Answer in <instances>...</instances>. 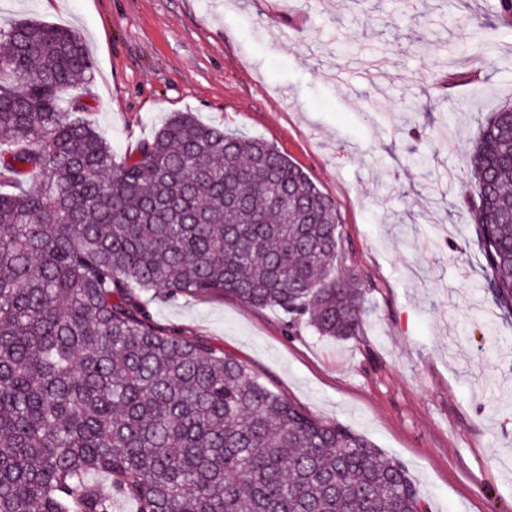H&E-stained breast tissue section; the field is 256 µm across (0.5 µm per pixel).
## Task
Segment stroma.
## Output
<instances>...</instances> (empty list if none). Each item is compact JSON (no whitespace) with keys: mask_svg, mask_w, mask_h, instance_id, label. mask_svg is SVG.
<instances>
[{"mask_svg":"<svg viewBox=\"0 0 512 512\" xmlns=\"http://www.w3.org/2000/svg\"><path fill=\"white\" fill-rule=\"evenodd\" d=\"M493 2L428 0L423 17L403 0H0L1 26L81 35L93 68L58 96L116 157L191 112L273 143L335 201L357 336L289 331L229 295L147 307L402 461L431 512H512V318L485 292L471 208L472 145L512 103V23ZM473 17L490 54L466 46Z\"/></svg>","mask_w":512,"mask_h":512,"instance_id":"35a3bbf8","label":"stroma"}]
</instances>
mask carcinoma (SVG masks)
Masks as SVG:
<instances>
[{"mask_svg": "<svg viewBox=\"0 0 512 512\" xmlns=\"http://www.w3.org/2000/svg\"><path fill=\"white\" fill-rule=\"evenodd\" d=\"M0 45V512H112L116 496L137 512H429L401 461L142 299L229 293L291 330L357 335L335 202L274 144L189 112L118 160L57 96L92 70L77 33L21 20ZM471 174L486 286L511 316V105Z\"/></svg>", "mask_w": 512, "mask_h": 512, "instance_id": "1", "label": "carcinoma"}]
</instances>
